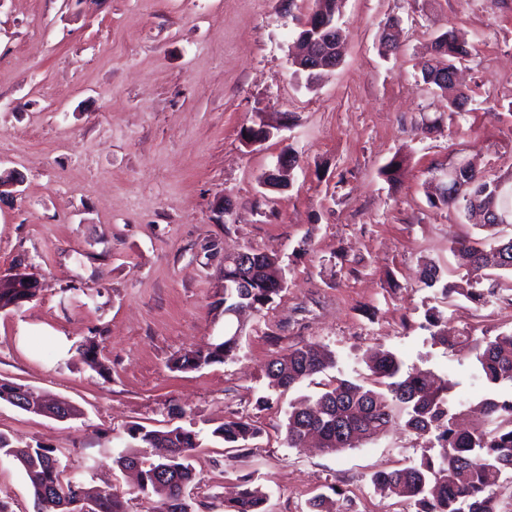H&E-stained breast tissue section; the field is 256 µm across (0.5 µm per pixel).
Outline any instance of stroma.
<instances>
[{
  "mask_svg": "<svg viewBox=\"0 0 512 512\" xmlns=\"http://www.w3.org/2000/svg\"><path fill=\"white\" fill-rule=\"evenodd\" d=\"M314 0H0V171L18 185L0 199V277L24 268L36 296L0 312V378L80 411L61 421L0 402V434L53 449L64 478L112 490L128 512H165L134 493L117 463L128 430L197 433L189 463L194 512H224L243 478L267 512H306L341 493L353 512H416L370 476L420 461L426 438L394 427L339 452L285 443L288 405L269 361L306 343L336 356L326 377L364 374L380 345L406 368L447 379L464 425L492 390L468 349L433 344L425 313L450 334L512 331V276L481 306L425 287L426 263L462 272L452 247L480 233L435 208L434 170L467 160L512 174V0H342V61L314 85L291 54ZM400 46L384 54L385 23ZM455 30L473 51L461 69L467 112L444 118L424 83L433 42ZM270 137L245 145L243 128ZM300 156L286 190L261 175ZM406 170L391 184L394 156ZM233 210L219 220L217 209ZM252 249L281 258L287 286L263 314H245L236 356L198 370L173 359L224 336V258ZM99 363L79 354L90 337ZM252 420L259 435L228 448L212 431ZM0 501L35 512L23 471L0 454Z\"/></svg>",
  "mask_w": 512,
  "mask_h": 512,
  "instance_id": "obj_1",
  "label": "stroma"
}]
</instances>
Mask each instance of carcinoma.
Masks as SVG:
<instances>
[{
	"label": "carcinoma",
	"mask_w": 512,
	"mask_h": 512,
	"mask_svg": "<svg viewBox=\"0 0 512 512\" xmlns=\"http://www.w3.org/2000/svg\"><path fill=\"white\" fill-rule=\"evenodd\" d=\"M315 3L323 5L325 21L338 26L340 0ZM434 50V65L423 73L422 79L440 91L450 114H460L470 97L452 79V72L471 51L452 30L435 38ZM471 178L475 179L476 193L485 198L495 193L497 181L474 170ZM478 228L485 232L484 236L459 240L453 247L459 267L466 270L465 282H447L442 293L483 304L495 289L483 291L474 285L487 270L512 273V235L502 234L497 224L480 223ZM247 253L251 259L246 266L224 259V282L229 284L224 289V340L176 358L174 368L198 369L232 358L242 332L241 325L234 321L245 310L263 311L283 291L275 287L286 282L281 261L251 249ZM426 321L432 329L433 343L448 349L470 347L474 368L486 384L492 388L512 386V332L492 338L450 336L448 331L439 329L442 314L438 310L429 312ZM362 361L368 371L366 377L350 379L341 374L318 383L320 391L316 395L300 396L290 402L285 424L288 447H302L309 429L326 448L336 452L353 448L355 442L376 437L390 427L401 426L435 441L439 453L415 464L373 473L371 483L377 491L413 499L417 512H499L495 487L503 474L512 472V391L505 397L485 399L483 425L459 430L448 402V382L437 381L428 370L403 371L402 359L381 347L369 349ZM335 365L336 357L330 351L318 343H307L272 359L266 376L273 386L290 391ZM18 387L16 382L0 379V401L19 406ZM33 411H49L70 419L80 415L76 407L62 401L36 405ZM257 433V426L242 417L226 420L213 431L229 448ZM128 435L143 444L164 441L171 448V454L160 461H145L134 454L119 457L120 466L137 471V491L143 495L165 494L168 512H192L182 493L194 480L187 458L199 446L197 434L180 426L147 430L135 425ZM0 453L20 463L34 491L38 512H126L122 498L111 491L90 495L81 484L63 480L59 462L49 448L14 446L0 434ZM267 500V492L247 479L237 495L224 503V512H264ZM307 512H350V508L318 494L307 501Z\"/></svg>",
	"instance_id": "cac0c4a2"
}]
</instances>
